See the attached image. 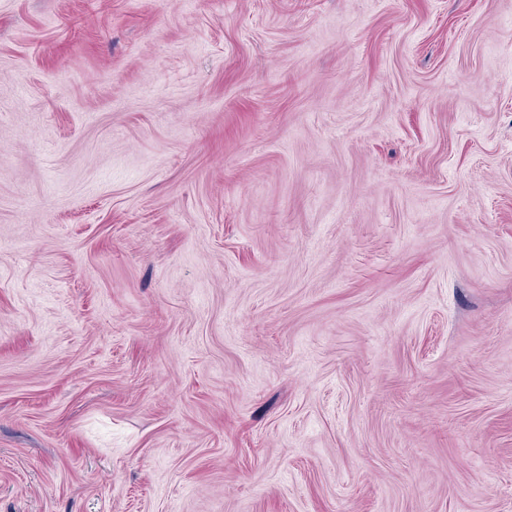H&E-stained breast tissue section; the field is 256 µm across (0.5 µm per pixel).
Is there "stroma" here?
<instances>
[{
	"label": "stroma",
	"instance_id": "stroma-1",
	"mask_svg": "<svg viewBox=\"0 0 512 512\" xmlns=\"http://www.w3.org/2000/svg\"><path fill=\"white\" fill-rule=\"evenodd\" d=\"M0 512H512V0H0Z\"/></svg>",
	"mask_w": 512,
	"mask_h": 512
}]
</instances>
